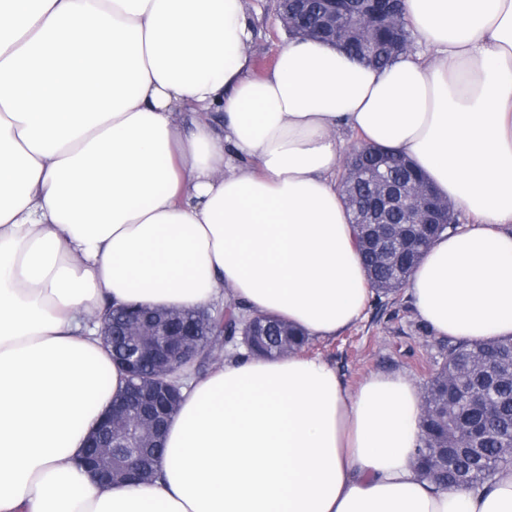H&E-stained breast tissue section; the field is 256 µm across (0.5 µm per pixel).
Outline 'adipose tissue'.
Here are the masks:
<instances>
[{
  "instance_id": "adipose-tissue-1",
  "label": "adipose tissue",
  "mask_w": 512,
  "mask_h": 512,
  "mask_svg": "<svg viewBox=\"0 0 512 512\" xmlns=\"http://www.w3.org/2000/svg\"><path fill=\"white\" fill-rule=\"evenodd\" d=\"M403 5L417 48L388 67L291 40L258 77L243 0H0V512H512V466L477 491L420 475L408 375L352 392L299 353L190 378L155 484L75 463L127 377L107 304L242 307L314 340L361 320L347 131L469 218L413 269L418 317L512 336V0Z\"/></svg>"
}]
</instances>
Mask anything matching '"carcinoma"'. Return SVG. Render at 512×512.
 I'll use <instances>...</instances> for the list:
<instances>
[{
	"mask_svg": "<svg viewBox=\"0 0 512 512\" xmlns=\"http://www.w3.org/2000/svg\"><path fill=\"white\" fill-rule=\"evenodd\" d=\"M329 0H288V21L299 28L314 27L325 39L331 32L325 19ZM339 25L352 29L356 36L343 47L358 61L382 68L395 62L414 42L402 8V0L373 4L371 0H340L336 6ZM385 150L371 148L367 153L349 154L346 166L369 168L384 157ZM422 174L406 158L389 169L387 183H399L406 175ZM339 188L350 213V224L360 247L362 262L377 299L386 298L406 287L407 279L433 240L456 230L457 211L448 208L450 224H414L410 227V257L402 261L384 252L377 242L364 239L365 230L358 220L354 203L373 192L371 183L338 178ZM131 308H111L105 314L112 322V343L106 345L115 361H121L126 346L124 313ZM259 334L251 339L250 352L273 356L283 345L296 352L309 347L310 340L301 331L275 317L259 319ZM442 357L425 383L424 414L421 424L422 445L418 448L419 467L435 484L444 489L477 490L490 485L497 472L512 465V338L489 343L467 344L441 340ZM474 395L488 397L494 407L493 420L482 419L472 410ZM458 449L452 465H445L439 449ZM477 452H471V449Z\"/></svg>",
	"mask_w": 512,
	"mask_h": 512,
	"instance_id": "obj_1",
	"label": "carcinoma"
}]
</instances>
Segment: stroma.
<instances>
[{"mask_svg": "<svg viewBox=\"0 0 512 512\" xmlns=\"http://www.w3.org/2000/svg\"><path fill=\"white\" fill-rule=\"evenodd\" d=\"M256 73L271 68L288 41L276 21L275 0H247ZM309 356L328 361L348 388L369 373L403 372L425 382L439 358L437 336L420 321L406 291L385 306L368 304L363 318L330 341L312 342Z\"/></svg>", "mask_w": 512, "mask_h": 512, "instance_id": "stroma-1", "label": "stroma"}]
</instances>
